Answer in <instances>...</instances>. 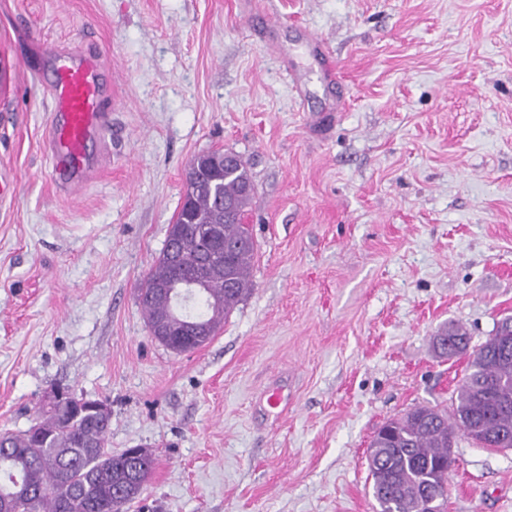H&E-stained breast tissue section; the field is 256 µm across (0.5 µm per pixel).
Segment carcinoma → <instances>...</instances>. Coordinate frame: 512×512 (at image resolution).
Masks as SVG:
<instances>
[{
  "label": "carcinoma",
  "instance_id": "obj_1",
  "mask_svg": "<svg viewBox=\"0 0 512 512\" xmlns=\"http://www.w3.org/2000/svg\"><path fill=\"white\" fill-rule=\"evenodd\" d=\"M203 172L197 191L181 206L175 224L186 229L182 262L198 264L206 245H230L224 265L206 277L210 296L223 305L198 299L204 311H180L184 320L204 321L214 335L251 290V263L256 243L244 218L254 192L247 165L233 155L224 166L217 155L198 159ZM173 271L158 256L145 279L140 303L147 325L169 317L174 301L156 289ZM460 326L446 327L437 347L446 356L469 357L467 373L457 390L454 415L433 407H417L387 421L370 443L369 470L380 512H445L448 479V436L472 435L484 448L512 438V356L504 359L486 341L470 347ZM38 431L0 432V500H16L17 512H124L136 496L114 505L112 489L127 462L106 448L111 421H102L73 406L69 418L43 406Z\"/></svg>",
  "mask_w": 512,
  "mask_h": 512
}]
</instances>
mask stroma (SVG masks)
I'll list each match as a JSON object with an SVG mask.
<instances>
[{"label": "stroma", "mask_w": 512, "mask_h": 512, "mask_svg": "<svg viewBox=\"0 0 512 512\" xmlns=\"http://www.w3.org/2000/svg\"><path fill=\"white\" fill-rule=\"evenodd\" d=\"M65 51L111 76L112 138L62 195L42 87ZM1 52L0 430L65 386L156 460L127 512H377L373 435L466 373L434 336L512 316V0H0ZM221 149L255 187L252 291L178 354L139 294ZM453 458L447 512H512V449Z\"/></svg>", "instance_id": "stroma-1"}]
</instances>
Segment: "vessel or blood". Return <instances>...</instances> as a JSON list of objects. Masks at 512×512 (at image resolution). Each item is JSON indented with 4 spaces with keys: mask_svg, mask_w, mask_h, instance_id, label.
I'll return each mask as SVG.
<instances>
[{
    "mask_svg": "<svg viewBox=\"0 0 512 512\" xmlns=\"http://www.w3.org/2000/svg\"><path fill=\"white\" fill-rule=\"evenodd\" d=\"M52 86L53 107L62 122L50 123L46 150L52 160L55 183L60 191L87 181L96 160L87 151L90 140H105L112 126L96 79L94 58L76 51L59 55Z\"/></svg>",
    "mask_w": 512,
    "mask_h": 512,
    "instance_id": "b4317fda",
    "label": "vessel or blood"
}]
</instances>
